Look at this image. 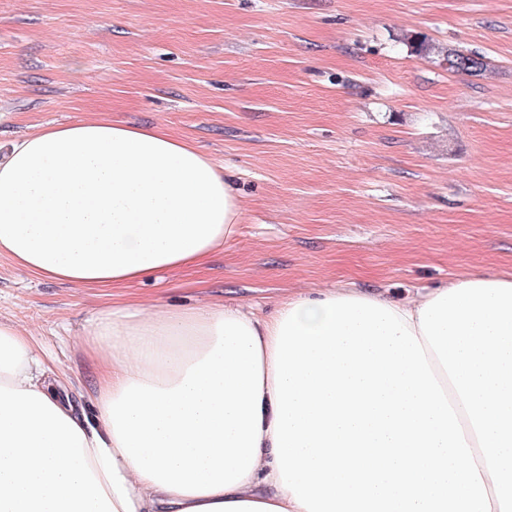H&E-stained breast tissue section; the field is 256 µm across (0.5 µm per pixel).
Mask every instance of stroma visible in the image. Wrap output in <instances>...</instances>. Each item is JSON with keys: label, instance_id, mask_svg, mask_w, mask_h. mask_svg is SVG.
<instances>
[{"label": "stroma", "instance_id": "obj_1", "mask_svg": "<svg viewBox=\"0 0 512 512\" xmlns=\"http://www.w3.org/2000/svg\"><path fill=\"white\" fill-rule=\"evenodd\" d=\"M483 55L448 73L403 41ZM112 118L189 139L232 183L237 237L203 265L84 289L0 256V319L71 376L88 318L139 302L274 313L310 288L396 299L512 273V0H0V143Z\"/></svg>", "mask_w": 512, "mask_h": 512}]
</instances>
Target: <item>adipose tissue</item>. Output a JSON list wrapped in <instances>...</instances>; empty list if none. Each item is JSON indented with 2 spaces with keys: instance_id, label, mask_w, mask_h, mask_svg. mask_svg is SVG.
<instances>
[{
  "instance_id": "1",
  "label": "adipose tissue",
  "mask_w": 512,
  "mask_h": 512,
  "mask_svg": "<svg viewBox=\"0 0 512 512\" xmlns=\"http://www.w3.org/2000/svg\"><path fill=\"white\" fill-rule=\"evenodd\" d=\"M239 199L188 140L109 119L0 153V256L81 288L205 262ZM93 415L0 321V512H512V277L88 320Z\"/></svg>"
}]
</instances>
